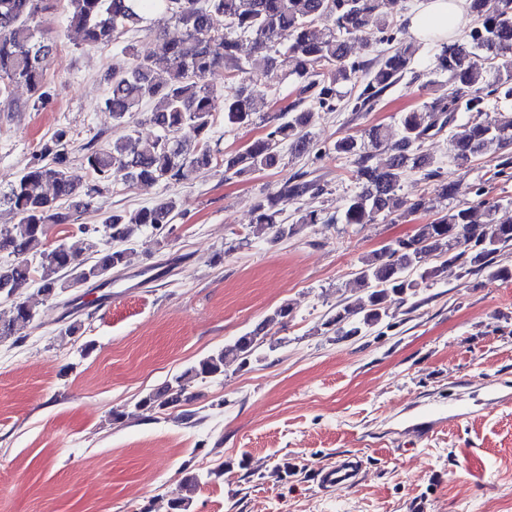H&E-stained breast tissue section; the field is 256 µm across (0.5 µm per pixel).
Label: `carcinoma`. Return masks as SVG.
Masks as SVG:
<instances>
[{"label": "carcinoma", "mask_w": 512, "mask_h": 512, "mask_svg": "<svg viewBox=\"0 0 512 512\" xmlns=\"http://www.w3.org/2000/svg\"><path fill=\"white\" fill-rule=\"evenodd\" d=\"M56 0H0V95H9L12 86L24 83L31 92L32 107L47 104L52 98L46 78L47 64L55 42L45 33L43 17L55 8ZM67 27L82 34L91 46L112 42L144 30L152 15L177 22L181 37L171 39L155 30L156 51L148 56L135 52L127 40L116 54L108 91L100 110L125 125L143 105L151 106L149 121L158 134L143 140L128 133L105 147L85 146L84 173L70 166L69 131L56 130L42 153L53 155V164L35 158L8 189H0V206L6 204L17 222L0 227V253L12 256L9 265L0 266V297H20L11 301V316L0 320V340L14 335L16 326L36 316L30 296L24 290L34 282L31 259H40L44 273L37 293L44 300L55 299L69 288L93 286L129 264L127 248L114 249L110 241L130 242L143 226L164 229L175 218L176 201L164 199L153 206L129 211L105 212L101 224L108 241L93 239L89 249L94 260L86 262L59 245L46 247L44 228L48 224H69L71 215L58 205L60 200H78L89 210L102 187L121 180L127 183H169L182 177L186 168L198 171L212 167L215 155L209 139L213 117L224 113V121L237 127L252 124L256 113L268 107L251 89L254 77L270 82L278 72L287 71L298 80L300 94L322 109L336 107L338 81L349 82L357 72L367 70L370 78L356 98L353 110L368 111L382 95L413 70L419 46L409 43L390 48L363 62H346L347 45L358 40L369 48L391 40L394 26L387 11L390 0H66ZM486 0H469L476 18L466 39L447 45L435 54L433 66L420 72L448 74V92L403 113L397 139L387 129L375 125L368 136L386 148L380 166L359 159L357 179L363 190L351 197L342 211L346 224H371L381 214L402 211L413 214L427 209L426 201L413 202L399 195L406 168L424 171V178L436 182L441 196L459 192L456 184L436 181L437 170L431 158L420 152L422 142L443 128L460 126L450 137V155L465 168L489 144L506 148L512 144V113L500 112L489 119L488 112L501 104H512V0H497L493 11L485 10ZM330 17L334 27L326 33L316 30L322 17ZM253 39V55L242 60L238 55L239 37ZM164 71L165 77L158 76ZM221 72L231 83V92L219 99L218 90L207 77ZM313 113L299 109L295 102L279 115L277 123L264 137L243 149L224 155V169L237 175L276 167L279 146L288 144L295 155L310 152L305 128ZM201 142L199 152L183 155L181 138ZM51 186L53 195L45 192ZM313 185L306 182L284 187L256 206V223L284 233L279 217L280 202L299 196ZM479 197L486 221L473 220L474 206L464 203L417 226L406 241L387 244L364 259L357 273L359 287L366 291L355 306H345L330 317L325 326L341 336H356L376 325L387 315L393 298L405 300L417 294L422 285L437 277L438 270H420L422 255L436 251L444 264H458L474 271H486L503 280L512 279V270L494 265L503 248L512 246V219L497 217L499 204ZM59 271L67 279L54 277ZM264 323L223 348L200 359L172 380L142 397L138 410H166L188 403L189 388L197 381L224 375L229 360L243 367L257 359L258 340Z\"/></svg>", "instance_id": "1"}]
</instances>
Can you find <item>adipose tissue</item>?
I'll return each instance as SVG.
<instances>
[{"label": "adipose tissue", "instance_id": "ef3b65f1", "mask_svg": "<svg viewBox=\"0 0 512 512\" xmlns=\"http://www.w3.org/2000/svg\"><path fill=\"white\" fill-rule=\"evenodd\" d=\"M466 8L467 0H422L420 6L407 15V30L421 42L453 43Z\"/></svg>", "mask_w": 512, "mask_h": 512}]
</instances>
